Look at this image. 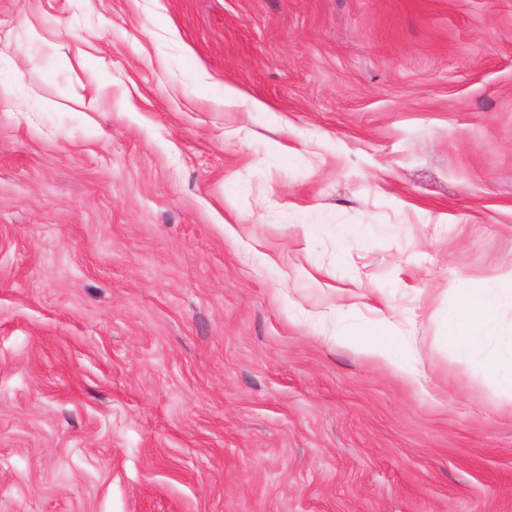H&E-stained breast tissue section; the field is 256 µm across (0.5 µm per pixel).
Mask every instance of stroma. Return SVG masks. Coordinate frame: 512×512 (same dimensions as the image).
Listing matches in <instances>:
<instances>
[{
  "label": "stroma",
  "instance_id": "stroma-1",
  "mask_svg": "<svg viewBox=\"0 0 512 512\" xmlns=\"http://www.w3.org/2000/svg\"><path fill=\"white\" fill-rule=\"evenodd\" d=\"M0 84V512H512V0H0ZM480 290L481 289L478 288H472L464 296L463 308L459 316V326L461 328L470 326V330L474 329V332H476L482 326L481 322L485 320L487 311L483 307ZM397 336V330L392 324L382 322L372 330L371 334L352 336L351 340L371 354L385 355L386 343L395 340Z\"/></svg>",
  "mask_w": 512,
  "mask_h": 512
}]
</instances>
